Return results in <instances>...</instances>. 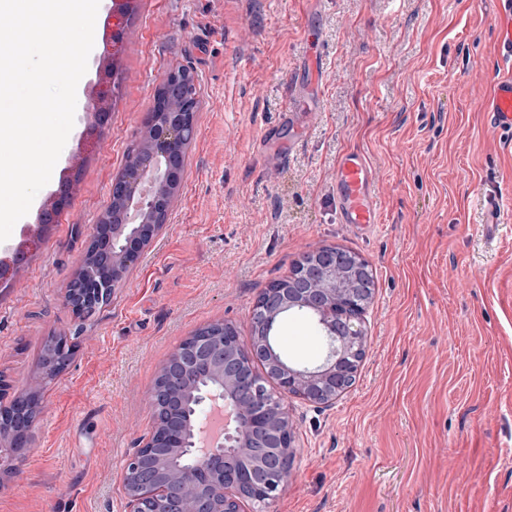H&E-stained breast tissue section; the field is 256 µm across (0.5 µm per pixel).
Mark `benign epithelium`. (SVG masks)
<instances>
[{
  "mask_svg": "<svg viewBox=\"0 0 512 512\" xmlns=\"http://www.w3.org/2000/svg\"><path fill=\"white\" fill-rule=\"evenodd\" d=\"M101 58H94L96 80L83 106L82 139L90 142L108 124V91ZM195 82L188 70L165 74L147 122L145 148L112 181L119 211L103 215L89 244L95 261L82 260L65 302L80 317L100 307L104 294L120 283L141 253L167 223L171 201L185 169L186 149L194 138L198 100L181 90ZM69 197L54 191L37 208L34 223L57 222ZM369 283L361 260L335 247H322L295 261L291 273L265 288L252 311L255 335L246 351L263 373L244 369L234 327L221 323L215 336L189 337L174 352L160 376L165 387L151 392L154 410L167 411L182 384L194 374L217 376L221 386L201 390L196 413L221 405L226 413L222 438L204 449L198 436L176 429L137 449L126 464L125 489L131 512H242L245 501L267 502L288 485L294 458V427L288 410L271 396L294 395L313 404H332L342 394L338 383L355 373L344 359L364 343L361 316L368 306ZM291 308L316 319L328 341L324 361L313 368L281 358L269 336ZM178 448L192 465L169 474V452Z\"/></svg>",
  "mask_w": 512,
  "mask_h": 512,
  "instance_id": "benign-epithelium-1",
  "label": "benign epithelium"
}]
</instances>
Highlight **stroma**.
Masks as SVG:
<instances>
[{
  "instance_id": "35a3bbf8",
  "label": "stroma",
  "mask_w": 512,
  "mask_h": 512,
  "mask_svg": "<svg viewBox=\"0 0 512 512\" xmlns=\"http://www.w3.org/2000/svg\"><path fill=\"white\" fill-rule=\"evenodd\" d=\"M113 44L110 125L84 149L56 224L0 290L1 406L39 389L23 448L0 438V512H129L125 461L154 430L150 390L197 329L251 334L259 293L303 254L338 247L374 275L365 357L336 401L284 400L288 486L267 512H512V133L480 108L497 0H133ZM195 77L199 110L159 236L87 319L64 301L113 179L139 147L165 73ZM318 78L323 109L284 117L288 83ZM360 151L378 221H336L333 174ZM280 350L320 364L310 317ZM66 338L46 378L41 351Z\"/></svg>"
}]
</instances>
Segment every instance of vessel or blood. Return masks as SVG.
I'll list each match as a JSON object with an SVG mask.
<instances>
[{"label":"vessel or blood","instance_id":"b4317fda","mask_svg":"<svg viewBox=\"0 0 512 512\" xmlns=\"http://www.w3.org/2000/svg\"><path fill=\"white\" fill-rule=\"evenodd\" d=\"M505 13L498 38L504 57L512 59V0H501ZM481 109L495 128L512 130V76L494 78ZM336 213L342 224H374L378 221L375 177L368 160L359 152L344 154L333 176Z\"/></svg>","mask_w":512,"mask_h":512}]
</instances>
